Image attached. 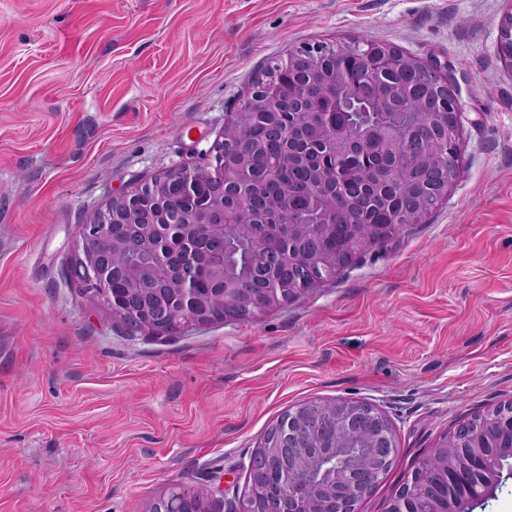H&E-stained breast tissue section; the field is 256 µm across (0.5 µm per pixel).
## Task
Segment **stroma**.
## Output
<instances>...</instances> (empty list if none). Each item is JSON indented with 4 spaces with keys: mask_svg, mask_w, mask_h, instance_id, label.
Returning a JSON list of instances; mask_svg holds the SVG:
<instances>
[{
    "mask_svg": "<svg viewBox=\"0 0 512 512\" xmlns=\"http://www.w3.org/2000/svg\"><path fill=\"white\" fill-rule=\"evenodd\" d=\"M503 0H0V512H147L246 490L288 408L375 403L388 512L460 421L512 400V74ZM364 38L448 76L463 112L445 201L335 279L246 321L128 338L66 278L113 193L210 147L270 61ZM504 2L506 8L499 21L496 53L503 67L512 74V1ZM177 490H170L168 494L154 500L149 507V512H211L209 506L214 497L208 487H205L203 495L199 496L195 508L190 505V500Z\"/></svg>",
    "mask_w": 512,
    "mask_h": 512,
    "instance_id": "1",
    "label": "stroma"
}]
</instances>
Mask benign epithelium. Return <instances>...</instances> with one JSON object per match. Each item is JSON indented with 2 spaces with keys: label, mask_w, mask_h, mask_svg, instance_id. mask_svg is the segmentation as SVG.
I'll use <instances>...</instances> for the list:
<instances>
[{
  "label": "benign epithelium",
  "mask_w": 512,
  "mask_h": 512,
  "mask_svg": "<svg viewBox=\"0 0 512 512\" xmlns=\"http://www.w3.org/2000/svg\"><path fill=\"white\" fill-rule=\"evenodd\" d=\"M499 21L496 53L512 73V0ZM357 54L365 64L363 87H373L371 67L390 63L396 90L427 84L424 115L428 126L443 127L450 137L425 143L396 137L384 158H413L421 179L436 203L448 195L459 173V129L462 112L448 88V77L395 46L373 41L336 45L329 53L320 47L288 52L265 79L252 86L245 108L236 113L215 139L217 163L230 154L239 171L250 166L249 151L239 145L242 118L272 108L280 78L288 73L315 87L318 97L334 98L343 87L339 61ZM293 123L309 126L310 136L288 155H302L310 142L336 155V170H317L305 190L329 192L341 185L345 200L355 201L363 186L342 179L343 163L351 158V139L329 134L318 113L301 107L290 114ZM188 192L182 168L176 167L112 195L106 204L78 225L81 249L66 275L83 294L97 300L132 336L162 338L178 323L210 325L235 322L280 306L346 268L357 254L395 235L394 224H290L288 240H302L306 251L293 245L273 249L268 224L255 223L258 213L276 201L260 194L243 198L234 184L212 182L208 199L175 207L170 185ZM237 211L238 227L252 238L256 271L247 287L224 280V212ZM345 242L331 249L329 238ZM149 251L154 261L146 268L122 261L128 253ZM269 270H285L288 279L273 287ZM122 292L112 295V286ZM394 426L379 406L364 400L308 401L286 410L271 426L249 457L246 494L231 506L233 512H359L361 502L376 488L397 453ZM512 478V401L477 413L459 423L419 462L398 489L389 512H474ZM214 500L204 488L196 506L173 489L154 500L149 512H211Z\"/></svg>",
  "instance_id": "benign-epithelium-1"
}]
</instances>
